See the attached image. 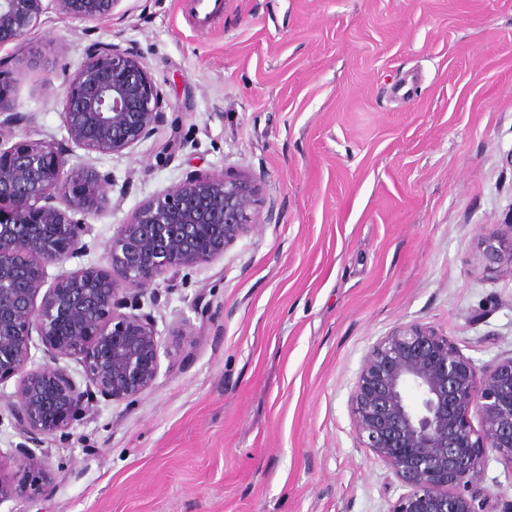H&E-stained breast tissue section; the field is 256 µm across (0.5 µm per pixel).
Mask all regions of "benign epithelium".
Here are the masks:
<instances>
[{"mask_svg": "<svg viewBox=\"0 0 512 512\" xmlns=\"http://www.w3.org/2000/svg\"><path fill=\"white\" fill-rule=\"evenodd\" d=\"M43 2L0 0V46L41 25ZM52 2L69 19L95 22L121 0ZM164 101L131 49L99 41L63 86L67 143L102 155L131 150L164 122ZM26 120L0 69V382L18 378L7 410L20 434L40 441L84 422L99 397L134 400L153 386L160 343L142 297L172 271L222 259L256 225L259 186L244 175L189 173L118 226L108 267L48 285L46 266L86 247L89 219L112 207V177L92 166L69 172L70 149L52 140L12 141ZM478 248L485 272L512 273V225L481 234ZM35 337L48 361L32 366ZM65 359L79 361L85 385ZM350 411L361 446L408 488L390 512H485V496L462 489L487 452L512 463V357L481 371L448 337L401 325L365 355ZM49 471L34 448L0 454V503L49 496Z\"/></svg>", "mask_w": 512, "mask_h": 512, "instance_id": "1", "label": "benign epithelium"}]
</instances>
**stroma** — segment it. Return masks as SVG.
Here are the masks:
<instances>
[{
  "label": "stroma",
  "mask_w": 512,
  "mask_h": 512,
  "mask_svg": "<svg viewBox=\"0 0 512 512\" xmlns=\"http://www.w3.org/2000/svg\"><path fill=\"white\" fill-rule=\"evenodd\" d=\"M191 6L82 23L47 0L0 47L20 136L65 142L63 84L98 41L133 48L169 102L132 150L70 155L121 203L47 280L107 266L118 225L192 171L254 175L263 217L160 283L154 386L44 441L51 495L0 512H390L404 488L350 412L370 347L419 323L477 367L512 356V274L483 273L477 245L512 225V0H224L203 27ZM476 484L501 512L512 463L488 454Z\"/></svg>",
  "instance_id": "35a3bbf8"
}]
</instances>
